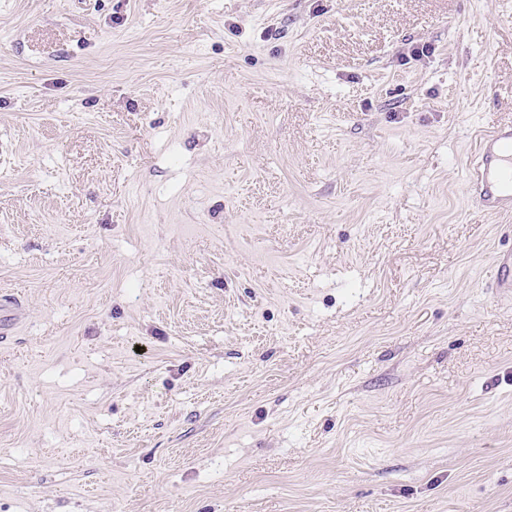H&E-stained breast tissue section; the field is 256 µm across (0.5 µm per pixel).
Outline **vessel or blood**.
<instances>
[{"instance_id":"b4317fda","label":"vessel or blood","mask_w":512,"mask_h":512,"mask_svg":"<svg viewBox=\"0 0 512 512\" xmlns=\"http://www.w3.org/2000/svg\"><path fill=\"white\" fill-rule=\"evenodd\" d=\"M470 181L476 198L490 214L512 212V124L497 126L479 144ZM494 288L512 293V251L496 259Z\"/></svg>"}]
</instances>
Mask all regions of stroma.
I'll use <instances>...</instances> for the list:
<instances>
[{
  "label": "stroma",
  "instance_id": "stroma-1",
  "mask_svg": "<svg viewBox=\"0 0 512 512\" xmlns=\"http://www.w3.org/2000/svg\"><path fill=\"white\" fill-rule=\"evenodd\" d=\"M511 120L512 0H0V512H512ZM470 170V183L483 210L511 213L512 124L497 126L480 142ZM496 267V277L491 287L512 293V251L499 255Z\"/></svg>",
  "mask_w": 512,
  "mask_h": 512
}]
</instances>
